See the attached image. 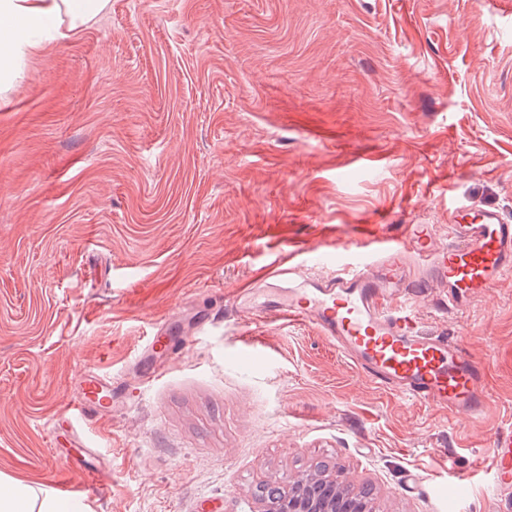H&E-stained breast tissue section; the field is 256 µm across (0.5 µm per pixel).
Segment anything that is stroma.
<instances>
[{
    "label": "stroma",
    "mask_w": 512,
    "mask_h": 512,
    "mask_svg": "<svg viewBox=\"0 0 512 512\" xmlns=\"http://www.w3.org/2000/svg\"><path fill=\"white\" fill-rule=\"evenodd\" d=\"M500 2L108 0L22 58L0 91V491L58 496L87 461L109 477L83 512H247L327 461L383 512H512L487 453L512 431V276L462 312L409 299L489 360L480 424L233 303L286 244L341 252L361 224L442 241L459 203L512 222ZM163 320L173 357L145 350ZM89 370L118 392L86 427L64 413ZM446 461L465 493L440 488Z\"/></svg>",
    "instance_id": "obj_1"
}]
</instances>
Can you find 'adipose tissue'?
I'll use <instances>...</instances> for the list:
<instances>
[{
  "label": "adipose tissue",
  "mask_w": 512,
  "mask_h": 512,
  "mask_svg": "<svg viewBox=\"0 0 512 512\" xmlns=\"http://www.w3.org/2000/svg\"><path fill=\"white\" fill-rule=\"evenodd\" d=\"M106 4L107 0H0V81L15 78L24 53L66 38Z\"/></svg>",
  "instance_id": "1"
}]
</instances>
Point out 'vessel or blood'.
<instances>
[{"label": "vessel or blood", "instance_id": "vessel-or-blood-1", "mask_svg": "<svg viewBox=\"0 0 512 512\" xmlns=\"http://www.w3.org/2000/svg\"><path fill=\"white\" fill-rule=\"evenodd\" d=\"M362 246L336 276H308L312 252L289 249L266 271L288 278L287 294L246 288L239 298L260 322L311 324L378 389L429 405L448 418L468 415L482 422L488 410L487 365L455 339L431 335L408 305L414 292L448 291V306L460 311L512 274V224L497 210L460 205L452 212L447 242H436L429 225H411L401 238L360 225ZM83 398L67 417L91 423L111 398V384L97 373L79 380ZM491 468L499 484L512 483V432H497Z\"/></svg>", "mask_w": 512, "mask_h": 512}]
</instances>
